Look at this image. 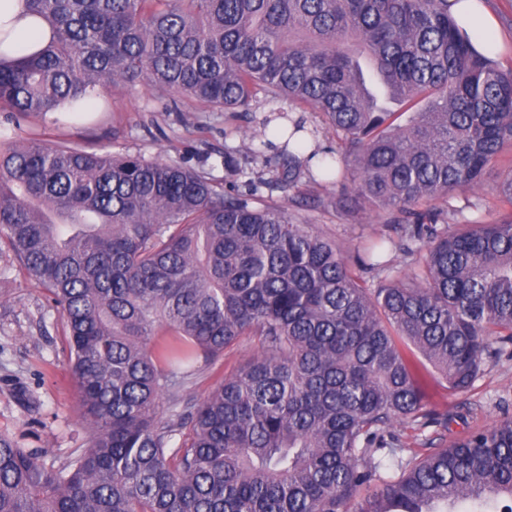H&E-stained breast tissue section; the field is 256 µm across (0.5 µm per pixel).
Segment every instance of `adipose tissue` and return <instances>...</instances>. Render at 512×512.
<instances>
[{"label":"adipose tissue","mask_w":512,"mask_h":512,"mask_svg":"<svg viewBox=\"0 0 512 512\" xmlns=\"http://www.w3.org/2000/svg\"><path fill=\"white\" fill-rule=\"evenodd\" d=\"M54 31L25 0H0V59H14L37 51L52 40Z\"/></svg>","instance_id":"adipose-tissue-1"}]
</instances>
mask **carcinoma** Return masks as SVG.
<instances>
[{
    "label": "carcinoma",
    "instance_id": "1",
    "mask_svg": "<svg viewBox=\"0 0 512 512\" xmlns=\"http://www.w3.org/2000/svg\"><path fill=\"white\" fill-rule=\"evenodd\" d=\"M28 2L55 38L0 60V112L140 86L164 111L290 104L337 144L307 149L295 120L275 155L246 152L269 177L227 149L220 183L182 156L0 135V242L60 310L87 428L61 466L0 434V512H512V417L442 446L417 359L463 392L512 345V214L453 226L448 206L512 147V70L448 0ZM264 188L399 234L349 257ZM246 335L260 352L178 408ZM401 422L436 428L424 454L403 459Z\"/></svg>",
    "mask_w": 512,
    "mask_h": 512
}]
</instances>
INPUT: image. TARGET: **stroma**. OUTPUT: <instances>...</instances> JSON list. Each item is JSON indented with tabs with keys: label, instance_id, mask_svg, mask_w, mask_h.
<instances>
[{
	"label": "stroma",
	"instance_id": "stroma-1",
	"mask_svg": "<svg viewBox=\"0 0 512 512\" xmlns=\"http://www.w3.org/2000/svg\"><path fill=\"white\" fill-rule=\"evenodd\" d=\"M25 131L100 152L140 154L166 160L185 156L216 178L224 176L225 145L248 146L257 130L251 118L227 112L158 111L144 91L118 88L99 111L30 118ZM512 173V154L503 153L488 169L483 184L456 192L450 203L463 219L495 224L507 214L497 198L499 183ZM302 222L344 249L363 248L392 235L385 213L349 208L296 211ZM257 337L245 336L222 358L201 366L183 401L207 396L259 350ZM423 374L432 392L431 407L449 416L450 438L489 427L512 414V355L486 360L473 386L462 393L442 389L432 366ZM0 434L12 437L39 459L65 463L86 442L78 393L70 370L62 319L49 294L28 280L13 255L0 251Z\"/></svg>",
	"mask_w": 512,
	"mask_h": 512
}]
</instances>
